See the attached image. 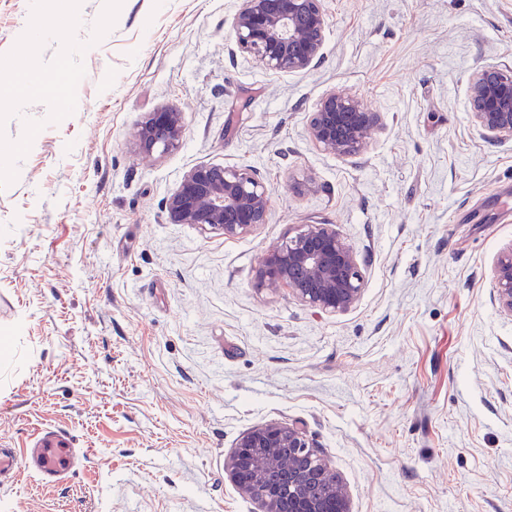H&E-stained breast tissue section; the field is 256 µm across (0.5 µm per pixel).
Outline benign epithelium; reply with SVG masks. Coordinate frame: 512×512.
Masks as SVG:
<instances>
[{"label": "benign epithelium", "instance_id": "1", "mask_svg": "<svg viewBox=\"0 0 512 512\" xmlns=\"http://www.w3.org/2000/svg\"><path fill=\"white\" fill-rule=\"evenodd\" d=\"M326 17L323 0H240L232 28L237 48L266 70L300 72L322 56ZM471 116L488 138H512V66L494 64L470 81ZM381 123L355 97L327 93L307 127L320 150L341 156L364 152ZM184 113L175 109L146 112L134 137L141 157L179 147ZM169 224H191L226 238L241 237L267 222L268 198L257 174L222 165H198L187 171L165 201ZM367 256L331 224H302L273 247L259 274L268 290L286 286L302 304L319 311L345 312L359 301ZM493 296L512 316V248L494 267ZM288 448V457L281 449ZM224 472L257 512H351L343 484L302 428L271 422L251 428L238 439Z\"/></svg>", "mask_w": 512, "mask_h": 512}]
</instances>
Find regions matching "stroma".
I'll return each mask as SVG.
<instances>
[{"mask_svg": "<svg viewBox=\"0 0 512 512\" xmlns=\"http://www.w3.org/2000/svg\"><path fill=\"white\" fill-rule=\"evenodd\" d=\"M239 5L0 0V448L51 426L80 456L54 486L20 471L0 512H256L224 460L274 421L303 428L353 512H512V317L493 299L512 139H485L469 101L476 70L512 64V0H325L320 62L288 73L237 50ZM331 91L382 117L360 155L307 136ZM161 108L183 142L147 161L134 133ZM201 164L255 171L267 223H168ZM302 224L367 254L352 309L259 287Z\"/></svg>", "mask_w": 512, "mask_h": 512, "instance_id": "obj_1", "label": "stroma"}]
</instances>
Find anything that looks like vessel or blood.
Here are the masks:
<instances>
[{
  "mask_svg": "<svg viewBox=\"0 0 512 512\" xmlns=\"http://www.w3.org/2000/svg\"><path fill=\"white\" fill-rule=\"evenodd\" d=\"M77 463L69 438L58 429L45 427L35 434L24 454L0 448V484L15 478L22 468L34 471L42 483L55 484L65 480Z\"/></svg>",
  "mask_w": 512,
  "mask_h": 512,
  "instance_id": "1",
  "label": "vessel or blood"
}]
</instances>
